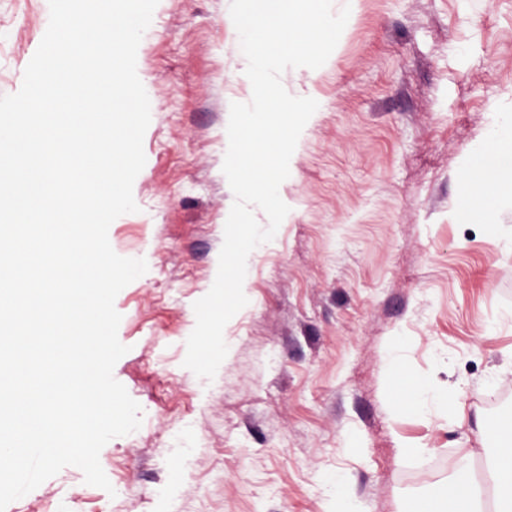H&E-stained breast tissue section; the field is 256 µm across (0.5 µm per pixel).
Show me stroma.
Returning <instances> with one entry per match:
<instances>
[{
    "instance_id": "stroma-1",
    "label": "stroma",
    "mask_w": 512,
    "mask_h": 512,
    "mask_svg": "<svg viewBox=\"0 0 512 512\" xmlns=\"http://www.w3.org/2000/svg\"><path fill=\"white\" fill-rule=\"evenodd\" d=\"M226 0H159L139 47L150 100L138 212L108 237L145 274L117 295L113 375L143 410L100 464L109 495L63 468L6 512H333L344 475L362 512H401L456 471L486 473L512 411V210L454 216L495 113L512 112V0H358L327 62L285 89L319 114L283 191L292 212L252 259L210 386L185 368L234 199L226 103L247 94ZM46 31L42 0H0V95ZM404 349L401 371L390 356ZM447 395L432 413L397 388ZM186 463L191 474L173 481ZM80 495H73V488Z\"/></svg>"
}]
</instances>
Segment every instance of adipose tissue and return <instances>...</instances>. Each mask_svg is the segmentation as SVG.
<instances>
[{
    "mask_svg": "<svg viewBox=\"0 0 512 512\" xmlns=\"http://www.w3.org/2000/svg\"><path fill=\"white\" fill-rule=\"evenodd\" d=\"M470 169L480 170L492 185L512 183V115L496 118L487 128L484 141L469 162ZM495 512H512V447L498 448L489 474ZM405 512H482L476 486L470 473L463 472L436 496L410 501Z\"/></svg>",
    "mask_w": 512,
    "mask_h": 512,
    "instance_id": "1",
    "label": "adipose tissue"
}]
</instances>
